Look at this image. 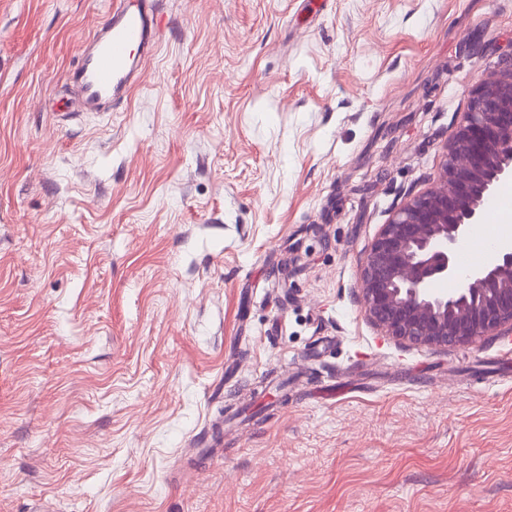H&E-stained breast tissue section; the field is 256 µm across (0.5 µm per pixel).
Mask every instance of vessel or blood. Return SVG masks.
I'll use <instances>...</instances> for the list:
<instances>
[{
  "instance_id": "obj_1",
  "label": "vessel or blood",
  "mask_w": 512,
  "mask_h": 512,
  "mask_svg": "<svg viewBox=\"0 0 512 512\" xmlns=\"http://www.w3.org/2000/svg\"><path fill=\"white\" fill-rule=\"evenodd\" d=\"M160 14V0H114L70 76L88 109L107 111L143 80L142 60L157 44Z\"/></svg>"
}]
</instances>
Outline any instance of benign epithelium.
I'll list each match as a JSON object with an SVG mask.
<instances>
[{
    "instance_id": "1",
    "label": "benign epithelium",
    "mask_w": 512,
    "mask_h": 512,
    "mask_svg": "<svg viewBox=\"0 0 512 512\" xmlns=\"http://www.w3.org/2000/svg\"><path fill=\"white\" fill-rule=\"evenodd\" d=\"M512 178V56L472 91L446 145L439 185L395 209L365 252L358 297L365 316L398 342L467 345L512 334V247L471 270L451 294L433 285L458 277L454 254L478 223L496 184Z\"/></svg>"
}]
</instances>
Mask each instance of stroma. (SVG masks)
<instances>
[{
    "instance_id": "stroma-1",
    "label": "stroma",
    "mask_w": 512,
    "mask_h": 512,
    "mask_svg": "<svg viewBox=\"0 0 512 512\" xmlns=\"http://www.w3.org/2000/svg\"><path fill=\"white\" fill-rule=\"evenodd\" d=\"M109 6L0 0V512H512V334L356 300L512 0H163L89 112ZM160 14L159 0H115L102 16L70 76L88 109L107 111L143 80L142 60L156 47Z\"/></svg>"
}]
</instances>
